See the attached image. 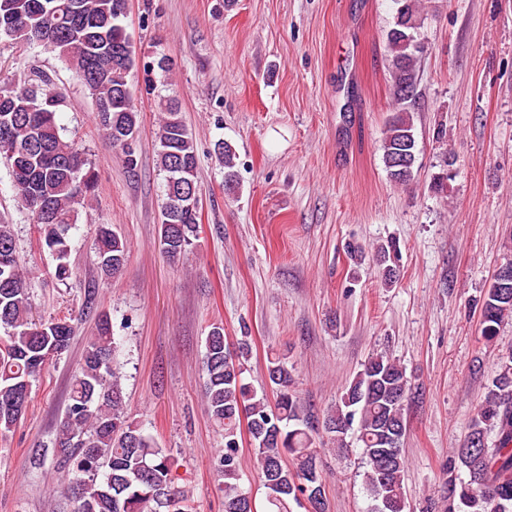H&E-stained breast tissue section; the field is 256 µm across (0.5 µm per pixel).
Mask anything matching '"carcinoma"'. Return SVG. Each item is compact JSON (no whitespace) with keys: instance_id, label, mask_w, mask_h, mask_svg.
Returning <instances> with one entry per match:
<instances>
[{"instance_id":"1","label":"carcinoma","mask_w":512,"mask_h":512,"mask_svg":"<svg viewBox=\"0 0 512 512\" xmlns=\"http://www.w3.org/2000/svg\"><path fill=\"white\" fill-rule=\"evenodd\" d=\"M393 27L387 32L394 112L388 119L381 149L390 179L405 184L412 177L393 176L392 161L401 151L417 152L414 116L407 102L416 94V63L425 52L419 40L424 17L420 0H392ZM128 0H0V45L26 48L44 45L58 53L84 84L95 104L99 131L121 156L124 166H138L128 140L139 133L135 91L129 82L138 65L123 23ZM64 100L53 79L31 71L23 86L0 89V158L10 167L11 188L40 229L41 248L54 258L55 276L73 274L69 263L70 231L80 208L93 198L97 175L79 145L64 134L58 115ZM163 112L156 130L158 167L164 174L160 245L168 260L187 258L199 233V204L185 206L186 196L201 197L198 157L193 135L176 99L158 100ZM224 166V187L238 190L236 150L216 144ZM98 264L106 275L124 268L129 245L109 224L96 225ZM397 245L375 249L384 282L396 277ZM0 433L11 431L25 415L31 396L25 385L38 380L48 351L68 348L77 317L34 316L31 290L16 252L12 225L0 222ZM512 282L492 278L480 304L481 338L491 343L504 322L512 321ZM115 338L110 316H99L75 371L65 416L55 437L58 465L76 503L75 512H186L187 494L173 475L174 460L166 449L128 420L120 373L114 365ZM249 345L230 354L224 327L205 338L204 402L210 423L224 432V450L216 471L224 477V512H258L255 500L237 483L240 468L238 429L246 421L254 447L266 512H290V502L309 500L312 512H326L325 487L316 436L325 434L340 449L348 431L361 443L364 483L374 512H409L404 489L406 461L401 447L407 433L411 379L400 363L377 353L345 387L335 407L316 426L295 390L294 366L287 358L268 359L272 392L244 382ZM495 431L494 445L474 441ZM465 468L468 480L457 478ZM448 512H512V350L500 354L493 380L471 419L463 444L448 456V483L443 490Z\"/></svg>"}]
</instances>
